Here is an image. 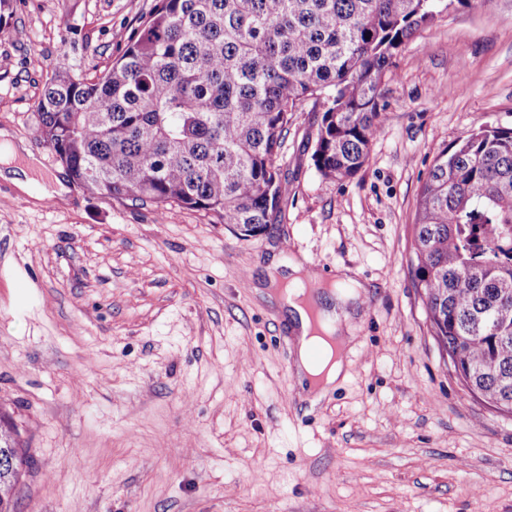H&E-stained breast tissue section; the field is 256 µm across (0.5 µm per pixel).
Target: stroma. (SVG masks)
<instances>
[{
	"instance_id": "35a3bbf8",
	"label": "stroma",
	"mask_w": 512,
	"mask_h": 512,
	"mask_svg": "<svg viewBox=\"0 0 512 512\" xmlns=\"http://www.w3.org/2000/svg\"><path fill=\"white\" fill-rule=\"evenodd\" d=\"M156 2L12 0L0 18V128L42 174L64 171L35 132L59 62L101 76ZM380 104L384 131L343 181L314 166L317 112H296L287 191L257 237L0 178V413L26 460L15 512H512V416L443 357L412 247L437 151L512 127V0L442 11L401 47ZM275 258L369 286L349 375L314 403L290 324L256 293Z\"/></svg>"
}]
</instances>
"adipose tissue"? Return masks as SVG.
<instances>
[{"mask_svg":"<svg viewBox=\"0 0 512 512\" xmlns=\"http://www.w3.org/2000/svg\"><path fill=\"white\" fill-rule=\"evenodd\" d=\"M35 159L23 144L12 141L9 132L0 129V176L36 198L63 195L65 187L57 177H38ZM280 261L267 268V290L275 292L288 306L295 332V373L312 400H319L346 379L345 362L334 358L332 343L350 346L352 320L359 310L364 285L352 277L348 268L338 267L332 289L321 287L320 274L313 267L290 263L282 273Z\"/></svg>","mask_w":512,"mask_h":512,"instance_id":"1","label":"adipose tissue"}]
</instances>
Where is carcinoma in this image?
<instances>
[{"label":"carcinoma","mask_w":512,"mask_h":512,"mask_svg":"<svg viewBox=\"0 0 512 512\" xmlns=\"http://www.w3.org/2000/svg\"><path fill=\"white\" fill-rule=\"evenodd\" d=\"M439 0H158L94 81L65 65L35 131L88 190L204 211L263 234L295 112L322 106L312 159L356 175L381 135V85ZM415 287L467 391L512 413V128L440 149L414 224ZM25 464L0 437V512Z\"/></svg>","instance_id":"carcinoma-1"}]
</instances>
